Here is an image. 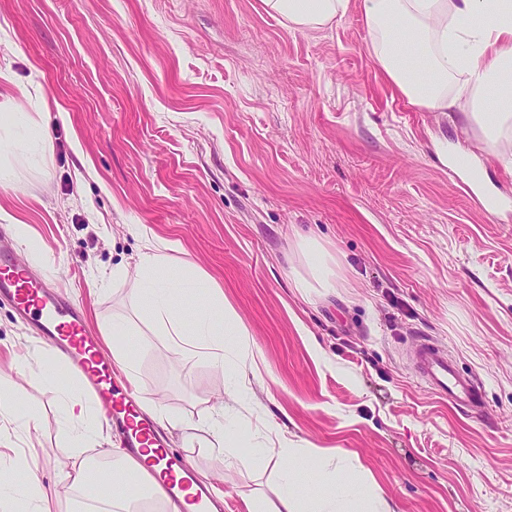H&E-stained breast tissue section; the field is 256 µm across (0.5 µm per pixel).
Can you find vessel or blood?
I'll list each match as a JSON object with an SVG mask.
<instances>
[{
    "label": "vessel or blood",
    "instance_id": "vessel-or-blood-1",
    "mask_svg": "<svg viewBox=\"0 0 512 512\" xmlns=\"http://www.w3.org/2000/svg\"><path fill=\"white\" fill-rule=\"evenodd\" d=\"M0 295L10 298L20 314L32 317L61 359L84 373L92 396L109 413L125 447H144L154 429L148 421L139 419L134 398L122 394L105 355L86 334L82 313L62 295L49 292L42 280L13 255L0 258ZM414 366L436 396L462 408L480 404L481 392L473 378L462 374L447 350L434 341L427 339L419 344Z\"/></svg>",
    "mask_w": 512,
    "mask_h": 512
}]
</instances>
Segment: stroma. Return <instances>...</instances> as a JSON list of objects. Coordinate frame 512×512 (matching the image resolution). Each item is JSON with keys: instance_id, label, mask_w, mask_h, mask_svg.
I'll list each match as a JSON object with an SVG mask.
<instances>
[{"instance_id": "35a3bbf8", "label": "stroma", "mask_w": 512, "mask_h": 512, "mask_svg": "<svg viewBox=\"0 0 512 512\" xmlns=\"http://www.w3.org/2000/svg\"><path fill=\"white\" fill-rule=\"evenodd\" d=\"M361 11L291 30L262 0H0V69L11 108L44 128L45 160L10 157L0 230L27 266L102 327L137 329L142 397L170 417L216 415L227 371L172 352L126 296L146 241L177 240L174 271L214 280L261 355V383L232 413L254 439L277 432L341 451L394 512H512V211L485 213L450 174L467 154L512 197V135L485 144L464 112L410 104L372 55ZM145 225L148 238L130 234ZM330 258L334 287L311 278L301 237ZM121 266L127 276L113 280ZM474 376L481 407L463 412L414 371L421 340ZM0 300V379L41 348ZM44 486L60 485V412L28 391ZM218 458L172 437L247 512L279 473L251 456Z\"/></svg>"}]
</instances>
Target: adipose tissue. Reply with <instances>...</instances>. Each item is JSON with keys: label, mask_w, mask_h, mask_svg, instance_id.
<instances>
[{"label": "adipose tissue", "mask_w": 512, "mask_h": 512, "mask_svg": "<svg viewBox=\"0 0 512 512\" xmlns=\"http://www.w3.org/2000/svg\"><path fill=\"white\" fill-rule=\"evenodd\" d=\"M263 2L269 14L296 30L330 26L349 6V0ZM361 11L373 35L375 58L409 102L449 112L464 99L486 142L512 131V0H361ZM19 147L44 153V130L24 121L20 113H1L0 158ZM178 247V241L169 240L142 252L139 277L129 294L176 353L228 369L224 393L232 402H241L250 390L241 368L252 356L249 333L225 303L219 285L205 287L198 278L170 271L167 253ZM194 295L200 296V303L185 310L184 298ZM13 367L30 388L50 394L62 408L68 441L58 448L56 459L66 467L64 490L93 494L81 503L82 512H180L152 471V449L137 455L112 449L108 466L79 461L85 443L109 442L112 426L101 406L82 396L79 383L55 384L56 370L47 351L18 354ZM140 406L159 426L177 431L185 445L219 457L237 451L241 436L222 420H176L149 399L141 400ZM254 456L285 463L273 489L278 505L272 512H392L373 483L350 475L341 452L318 453L282 438L258 444ZM37 467L36 455L15 452L8 443L0 445V472L26 476L21 484L0 482V512H52L50 491L41 483ZM305 474L322 484V492L305 490L300 482Z\"/></svg>", "instance_id": "1"}]
</instances>
